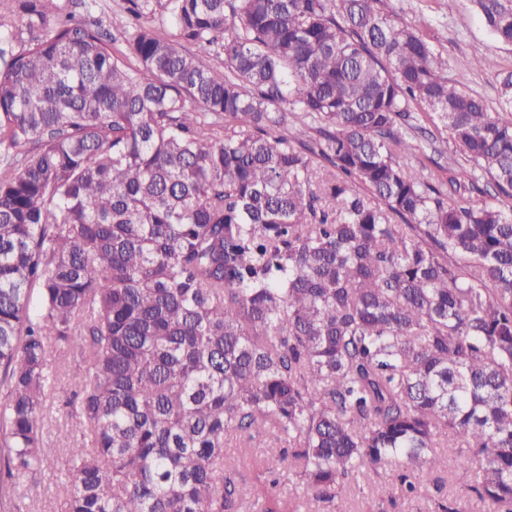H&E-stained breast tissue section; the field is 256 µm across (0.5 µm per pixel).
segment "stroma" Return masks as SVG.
Here are the masks:
<instances>
[{
    "label": "stroma",
    "mask_w": 512,
    "mask_h": 512,
    "mask_svg": "<svg viewBox=\"0 0 512 512\" xmlns=\"http://www.w3.org/2000/svg\"><path fill=\"white\" fill-rule=\"evenodd\" d=\"M387 8L399 21L421 25L424 35L448 56L449 75L458 86L482 97L501 119L512 113L500 108V88L496 70L477 69L471 61L477 56L493 58L498 67L512 66V45L497 39L473 10L470 0H386ZM126 0H54L56 12L70 14L76 20L101 24L112 34H119L127 20ZM50 361L60 372L55 389L45 407L44 438L56 444L62 431H76L79 419L73 409L76 387L67 372L73 363L71 353L64 348L49 352ZM282 443L258 449L251 466L240 475L255 483L260 497L292 499L301 496V489L288 479V459L283 456ZM68 456L60 451L44 466L37 485L32 486L20 504L6 503L0 512H60L66 498L64 486ZM403 470L396 465L380 469L379 473L359 479L358 487L346 499L319 502L313 512H442L453 506L460 512H486L469 487L472 475L456 466L453 458L421 474V492L404 498L401 489Z\"/></svg>",
    "instance_id": "stroma-1"
}]
</instances>
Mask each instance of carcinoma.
Instances as JSON below:
<instances>
[{
  "label": "carcinoma",
  "instance_id": "cac0c4a2",
  "mask_svg": "<svg viewBox=\"0 0 512 512\" xmlns=\"http://www.w3.org/2000/svg\"><path fill=\"white\" fill-rule=\"evenodd\" d=\"M17 2L0 488L22 497L56 453L64 345L65 512H310L392 464L412 497L450 440L487 509L512 512V120L385 0H127L120 47ZM471 2L512 43V0ZM428 118L440 177L399 162ZM246 432L288 438L302 498L271 508L237 480L246 455L224 445ZM49 359L58 368L59 378L44 411V439L55 448H66L57 443L59 432L65 430L75 432L79 428V419L71 404L75 399L77 388L67 376L73 364V357L67 349L52 348Z\"/></svg>",
  "mask_w": 512,
  "mask_h": 512
}]
</instances>
